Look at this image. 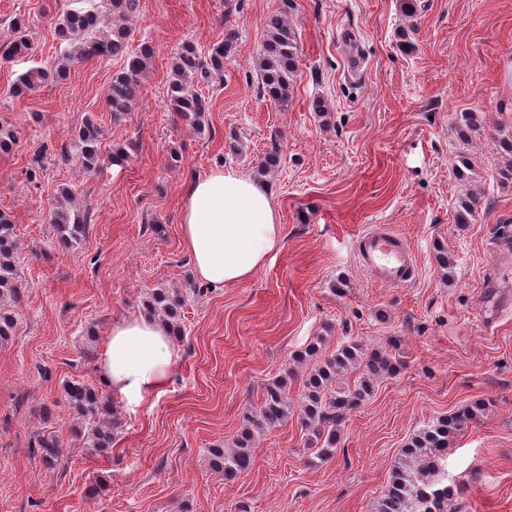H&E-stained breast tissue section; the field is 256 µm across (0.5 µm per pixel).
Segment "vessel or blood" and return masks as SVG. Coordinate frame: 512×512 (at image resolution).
<instances>
[{"mask_svg":"<svg viewBox=\"0 0 512 512\" xmlns=\"http://www.w3.org/2000/svg\"><path fill=\"white\" fill-rule=\"evenodd\" d=\"M356 255L361 267L390 286L407 285L417 268V259L404 240L379 227L360 236Z\"/></svg>","mask_w":512,"mask_h":512,"instance_id":"vessel-or-blood-1","label":"vessel or blood"}]
</instances>
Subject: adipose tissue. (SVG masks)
I'll use <instances>...</instances> for the list:
<instances>
[{
	"label": "adipose tissue",
	"instance_id": "1",
	"mask_svg": "<svg viewBox=\"0 0 512 512\" xmlns=\"http://www.w3.org/2000/svg\"><path fill=\"white\" fill-rule=\"evenodd\" d=\"M181 246L196 278L214 288L249 280L284 242L270 187L233 168L197 179L180 207ZM177 350L164 322L142 314L114 322L98 369L129 410L168 378Z\"/></svg>",
	"mask_w": 512,
	"mask_h": 512
}]
</instances>
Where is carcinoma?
I'll use <instances>...</instances> for the list:
<instances>
[{
	"label": "carcinoma",
	"instance_id": "obj_1",
	"mask_svg": "<svg viewBox=\"0 0 512 512\" xmlns=\"http://www.w3.org/2000/svg\"><path fill=\"white\" fill-rule=\"evenodd\" d=\"M79 6L57 19V35L68 46L52 69L34 67L19 75L10 87L14 97L25 96L53 79L63 78L74 64L88 60L121 61L120 70L113 74L109 90V108L114 115H122L135 106L141 89L142 77L154 50L144 43L138 50L129 51L131 31L125 21L137 10L138 0H77ZM294 10L293 0H283V9L265 22V39L257 59L261 76V93L280 104H288L298 56L294 26L288 16ZM15 37L0 43V61L13 62L31 55L32 45L25 31L24 19L14 22ZM236 34L229 31L224 40L209 50H201L189 41L182 45L173 58L168 86L169 105L179 120L197 130L204 126L208 110L205 98L195 84L224 73V58L235 44ZM483 126L474 112H464L457 125V135L463 142L472 134L481 133ZM101 127L92 119L85 121L74 137L76 155L83 170H94L101 158ZM17 140L13 129L0 122V151L14 149ZM72 194L59 189L52 208L50 223L56 228L57 241L73 248L85 228L78 212L71 207ZM481 204L479 194L470 192L462 199L454 214V222L463 225L475 219ZM17 242L10 215L0 212V341L7 340L14 329V319L7 303L21 300V288L16 269ZM185 299L177 289L157 290L144 302L145 312L159 318L172 329V335L183 337L181 309ZM320 341L309 344L298 354L301 360H312L314 366L303 382L299 406L305 430L309 431L308 447L316 449L317 457L328 461L335 457L337 433L346 415L360 407L372 394L377 380L396 370L398 361L382 349L362 347L350 340L341 343L334 353L322 355ZM357 371L354 383L345 387L339 380L351 371ZM64 393L70 405L81 418L80 434L94 452L112 447L114 430L118 426L117 412L112 403L99 395L89 384L68 380ZM293 406L288 399V380L278 378L265 387L263 405L243 417L240 434L229 449L212 448L210 452L224 477L233 479L248 474L253 466L255 435L288 419ZM477 413L464 408L438 419L432 426L416 434L401 450L400 462L392 469L389 482L378 500L374 512H456L459 490L441 480V460L449 439L463 431ZM36 453L47 464L57 460L58 442L54 438H40Z\"/></svg>",
	"mask_w": 512,
	"mask_h": 512
}]
</instances>
